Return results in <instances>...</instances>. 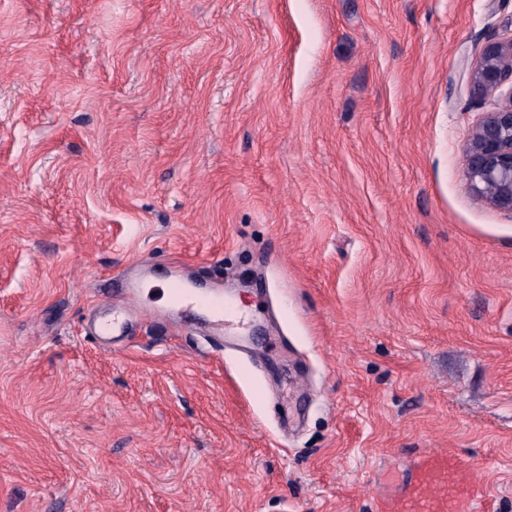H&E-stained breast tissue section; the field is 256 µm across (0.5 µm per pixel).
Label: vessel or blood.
<instances>
[{"mask_svg": "<svg viewBox=\"0 0 512 512\" xmlns=\"http://www.w3.org/2000/svg\"><path fill=\"white\" fill-rule=\"evenodd\" d=\"M183 311H205L214 335H229L236 330L237 313L222 293L184 288L179 292ZM141 307L127 315L101 319L95 334L100 339L126 334L130 322L150 318ZM376 512H483V494L471 471L456 456L445 451H428L413 460L407 481L377 501Z\"/></svg>", "mask_w": 512, "mask_h": 512, "instance_id": "1", "label": "vessel or blood"}]
</instances>
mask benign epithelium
<instances>
[{"label": "benign epithelium", "mask_w": 512, "mask_h": 512, "mask_svg": "<svg viewBox=\"0 0 512 512\" xmlns=\"http://www.w3.org/2000/svg\"><path fill=\"white\" fill-rule=\"evenodd\" d=\"M469 92L497 104L467 135L463 176L474 198L512 214V34L485 41L470 64Z\"/></svg>", "instance_id": "benign-epithelium-1"}]
</instances>
